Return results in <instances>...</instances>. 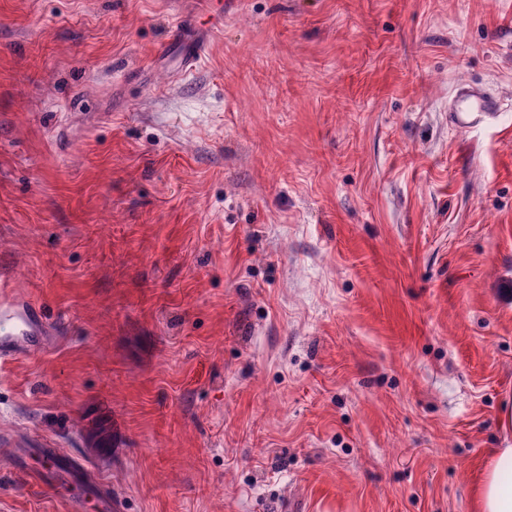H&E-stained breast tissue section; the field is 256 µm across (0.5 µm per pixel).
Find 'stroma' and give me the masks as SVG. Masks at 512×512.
I'll list each match as a JSON object with an SVG mask.
<instances>
[{
  "label": "stroma",
  "mask_w": 512,
  "mask_h": 512,
  "mask_svg": "<svg viewBox=\"0 0 512 512\" xmlns=\"http://www.w3.org/2000/svg\"><path fill=\"white\" fill-rule=\"evenodd\" d=\"M177 12L224 18L179 80ZM465 83L503 112L452 125ZM2 273L50 341L0 435L120 512H474L512 446V0H0ZM43 469L0 446V512H97ZM40 447L42 448L20 442L14 449L13 459L17 463H22L33 454L46 458L49 466L37 476V481L47 488H54L74 472L75 465L69 459L60 456L56 448H43L48 447L47 445H40Z\"/></svg>",
  "instance_id": "obj_1"
}]
</instances>
